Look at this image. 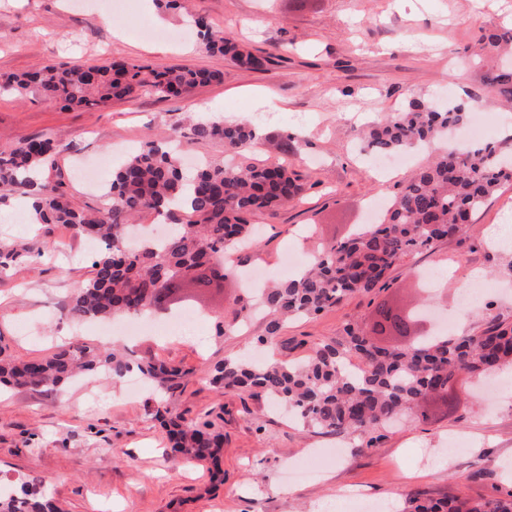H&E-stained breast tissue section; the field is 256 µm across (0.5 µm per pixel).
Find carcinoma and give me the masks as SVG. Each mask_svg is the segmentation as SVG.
Instances as JSON below:
<instances>
[{
  "label": "carcinoma",
  "instance_id": "carcinoma-1",
  "mask_svg": "<svg viewBox=\"0 0 512 512\" xmlns=\"http://www.w3.org/2000/svg\"><path fill=\"white\" fill-rule=\"evenodd\" d=\"M197 35L214 56L241 67L265 70L274 55L256 54L204 20ZM479 55L492 60L512 54V27L489 31L478 39ZM221 69L172 66L157 71L143 64L113 60L99 66L46 65L12 74L0 86L14 95L34 93L66 108H90L142 94L184 98L199 86L219 82ZM486 80L497 86L501 101L512 104V61L490 67ZM459 107L431 105L411 98L405 109L372 125L361 138L362 150L392 154L415 150L443 131L466 123ZM221 140L232 160L204 163L191 179L181 168L177 144ZM259 141L251 123L218 118H189L144 142L113 172L104 191L107 206L88 211L74 206L60 179L45 171L66 150L55 137H26L0 151V188L32 199L39 224H67L85 239L101 244L92 275L67 304L76 323L151 316L163 307L183 305L176 292L191 282L199 288L224 285L226 249L257 244L251 219L274 216L295 199L306 183L286 163L248 156ZM512 181V160L498 143L457 147L422 165L396 193L379 221L339 242L320 247L300 274L246 289L235 300L232 317L216 324L217 335L233 332L255 304L266 321L267 345L288 318L316 315L356 294L386 286L389 275L407 258L434 242L467 233L472 216L502 183ZM142 215L162 217L174 227L161 237L127 241L130 221ZM435 298L423 299L407 312L377 306L371 325L346 323L336 338L314 346L299 363L225 358L203 373L202 380L224 390L262 393L288 407L299 422L327 435L352 433L369 448L386 422L420 406L461 373L495 374L512 366V320L489 316L477 332L456 338L412 332L414 315ZM380 336L411 338L409 344H381ZM137 368L152 389L154 417L173 448L186 459L218 461L224 435L209 420L187 425L168 405L189 371L157 359L138 361L106 342L77 339L48 356L17 361L0 347V383L54 390L80 371H100L123 381ZM0 512H61L50 499L29 490L0 488ZM409 512H512V493L490 500L467 497L410 505Z\"/></svg>",
  "mask_w": 512,
  "mask_h": 512
}]
</instances>
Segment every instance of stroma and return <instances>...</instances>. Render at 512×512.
Masks as SVG:
<instances>
[{"mask_svg": "<svg viewBox=\"0 0 512 512\" xmlns=\"http://www.w3.org/2000/svg\"><path fill=\"white\" fill-rule=\"evenodd\" d=\"M204 15L258 54L276 59L268 70L223 63L208 53L193 18ZM512 24V0H188L168 10L153 0H0V79L46 64H102L123 59L161 70L174 65L223 68L224 79L197 87L185 99L139 97L94 108L61 105L0 90V150L25 137L57 136L67 150L59 171L73 203L98 207L100 188L86 190L76 166L85 159L118 161L148 137L168 132L185 113L213 107L218 118L249 121L268 132L254 150L259 160H285L301 171L307 191L276 216L256 217L260 250L232 257L224 289L194 298L186 312L203 311L192 340L158 332L128 337L139 359H162L190 369L171 407L186 421L211 415L224 435L220 467L188 462L170 450L149 394L91 373L53 391H0V485L21 479L54 499L62 512H349L358 489L386 512H404L409 499L466 496L493 499L512 491V378L498 404L482 405L478 381L461 374L453 409L429 404L386 426L373 447L353 435H323L303 427L261 396L224 391L200 378L227 357L244 356L262 319L216 337L214 318L232 306L241 272L260 263L272 274L289 251L310 256L320 244L344 238L365 223L370 201L390 199L425 161L382 174L358 150L362 126L402 111L407 98L446 96L469 125L492 127L494 141L512 152V112L483 79L485 64L470 55L480 29ZM289 136L287 152L273 144ZM512 204V182L501 184L473 217L466 235L433 244L398 266L391 284L356 295L316 316L284 323L269 358L296 362L339 335L350 320L371 321L379 303L409 308L424 294L416 270L444 275L453 332L480 329L489 314L512 318V250L485 239ZM87 242L62 224H33L16 195L0 201V345L15 358L45 356L57 344L102 338L98 323L65 316L70 296L90 277ZM481 277L490 299L461 309L460 283ZM461 450L445 457L449 440ZM319 480L290 486L288 463H307L324 449ZM126 453V461L114 451Z\"/></svg>", "mask_w": 512, "mask_h": 512, "instance_id": "obj_1", "label": "stroma"}]
</instances>
